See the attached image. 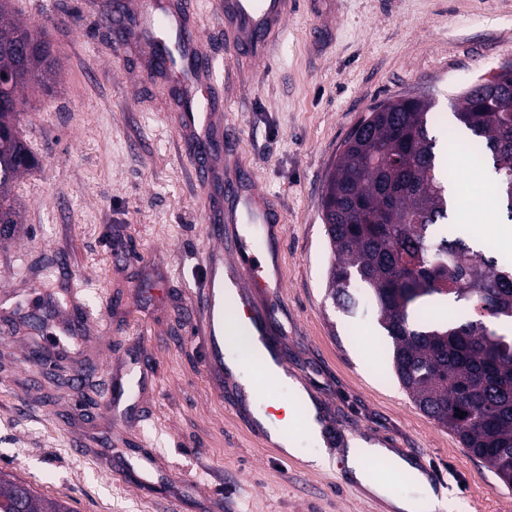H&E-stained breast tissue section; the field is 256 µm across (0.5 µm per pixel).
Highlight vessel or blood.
<instances>
[{"mask_svg":"<svg viewBox=\"0 0 512 512\" xmlns=\"http://www.w3.org/2000/svg\"><path fill=\"white\" fill-rule=\"evenodd\" d=\"M300 7V0H223L226 51L241 66L271 57L288 18ZM131 14L143 38L173 37V53L166 67L180 72L186 90L180 99L178 122L182 153L204 193H213L218 185L223 188L224 210L209 225L208 233L230 251L232 260L227 263L221 253L212 254L205 281L195 295L198 312L213 320L224 306L225 288H234L244 324L265 349H272L275 301L260 291L282 286L278 254L285 227L252 171L238 157V132L225 124L223 102L209 93L221 78L218 60L207 49L199 21L183 0H171L165 8L145 0ZM247 224L263 226L267 256L250 249L243 232Z\"/></svg>","mask_w":512,"mask_h":512,"instance_id":"obj_1","label":"vessel or blood"}]
</instances>
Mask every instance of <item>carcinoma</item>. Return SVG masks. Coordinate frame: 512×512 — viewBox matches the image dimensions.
Here are the masks:
<instances>
[{
  "instance_id": "carcinoma-1",
  "label": "carcinoma",
  "mask_w": 512,
  "mask_h": 512,
  "mask_svg": "<svg viewBox=\"0 0 512 512\" xmlns=\"http://www.w3.org/2000/svg\"><path fill=\"white\" fill-rule=\"evenodd\" d=\"M0 0V238L14 235L19 211L12 184L38 164L16 125L31 86L48 88L58 62L40 36L6 19ZM428 99L398 98L372 108L350 132L322 197L331 261L327 288L350 310L351 289L371 291L391 348L393 375L415 404L453 431L502 484L512 488V269L460 238L436 239L454 202L444 182L445 152L429 128ZM455 118L476 159L490 162L495 190L512 222V64L489 101L461 95ZM469 309L465 319L431 323L430 298ZM465 412L462 418L457 411ZM72 512L0 470V512Z\"/></svg>"
}]
</instances>
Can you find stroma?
Segmentation results:
<instances>
[{"label":"stroma","mask_w":512,"mask_h":512,"mask_svg":"<svg viewBox=\"0 0 512 512\" xmlns=\"http://www.w3.org/2000/svg\"><path fill=\"white\" fill-rule=\"evenodd\" d=\"M116 0H9L12 18L44 32L58 61L51 93L27 91L21 137L39 160L12 195L21 210L0 239V469L74 512H387L349 477L342 455L313 468L298 437L284 459L224 402L194 303L213 243L202 191L181 155L177 100L145 54L118 51L103 23ZM512 63V0H336L285 25L273 60L227 62L214 92L239 132V158L281 208V310L288 368L336 426L409 449L444 491L447 512H512L507 489L458 438L424 415L390 373L372 297L357 314L326 292L321 221L326 179L355 124L384 101L429 91L430 129L448 136L460 94ZM506 215L496 195L455 233L494 243ZM81 290L97 315L79 331L77 362L31 355L26 312L48 330L73 311L52 295ZM153 355L144 394L105 411L112 366ZM149 444L163 463L138 454Z\"/></svg>","instance_id":"stroma-1"}]
</instances>
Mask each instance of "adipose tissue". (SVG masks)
<instances>
[{
	"mask_svg": "<svg viewBox=\"0 0 512 512\" xmlns=\"http://www.w3.org/2000/svg\"><path fill=\"white\" fill-rule=\"evenodd\" d=\"M216 333L220 339L234 341L237 356L229 360L228 369L247 389L258 388L263 379L283 378L284 373L271 356L265 355L254 336L244 328L238 313L225 311L215 319ZM388 462L394 469L412 476L422 490L421 497L389 496L385 485L374 481L368 470V460ZM345 463L351 477L362 489L373 496L386 498L391 512H423L425 507L444 512L446 500L443 492L434 488L426 472L415 462L402 458L394 450L356 439L345 450Z\"/></svg>",
	"mask_w": 512,
	"mask_h": 512,
	"instance_id": "adipose-tissue-1",
	"label": "adipose tissue"
}]
</instances>
